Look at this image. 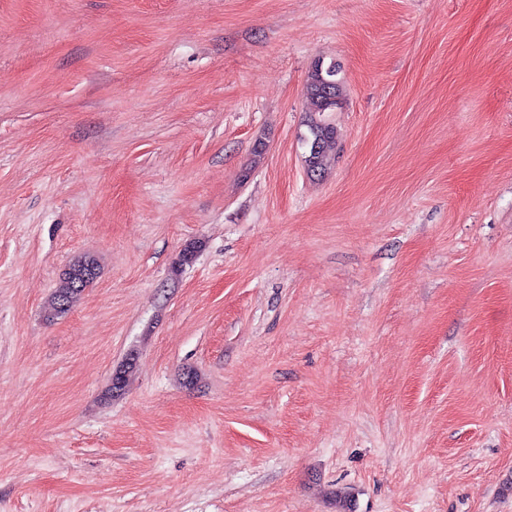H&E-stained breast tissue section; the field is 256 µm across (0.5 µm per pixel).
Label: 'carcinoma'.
<instances>
[{"label": "carcinoma", "mask_w": 512, "mask_h": 512, "mask_svg": "<svg viewBox=\"0 0 512 512\" xmlns=\"http://www.w3.org/2000/svg\"><path fill=\"white\" fill-rule=\"evenodd\" d=\"M340 66L328 65L319 59L314 62L305 82L307 133L302 142L306 148L304 164L306 171L315 177H322L335 160L336 128L328 119V113L336 111L341 104ZM99 274L98 260L92 255H82L65 270L62 283L54 292L49 304L52 318L66 315L74 303L91 286ZM133 364L112 375L109 392L117 393L127 385Z\"/></svg>", "instance_id": "obj_1"}]
</instances>
